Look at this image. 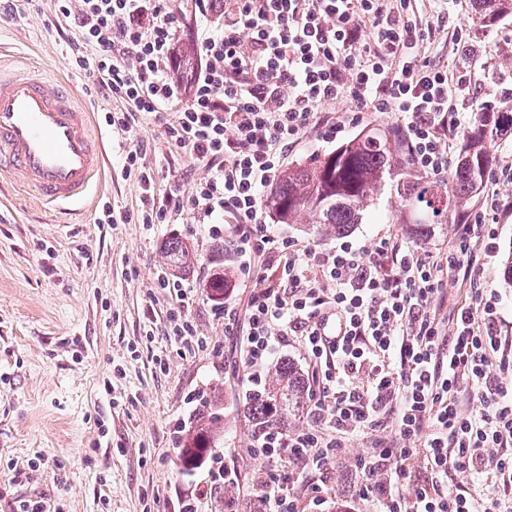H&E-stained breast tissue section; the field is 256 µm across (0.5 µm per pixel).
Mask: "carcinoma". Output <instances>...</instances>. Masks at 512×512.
<instances>
[{"instance_id": "cac0c4a2", "label": "carcinoma", "mask_w": 512, "mask_h": 512, "mask_svg": "<svg viewBox=\"0 0 512 512\" xmlns=\"http://www.w3.org/2000/svg\"><path fill=\"white\" fill-rule=\"evenodd\" d=\"M475 30H485L503 17L512 16V0H471ZM512 132V104L480 112L467 134L455 172L446 181L414 173L394 132L369 130L338 146L329 155L285 172L265 199V206L279 224H306L320 237L343 235L356 224H365L371 207L383 197L395 201L391 223L408 224L416 234L431 224L448 223V215L464 211L491 162L486 144ZM232 244L219 242L212 255L215 271L205 285L206 296L224 298L235 269L224 264ZM165 264L174 272L194 267L197 255L179 238L163 246ZM304 374L290 361L268 369L264 385L246 399L244 412L258 435L270 427L283 428L288 418L307 407ZM218 400L202 409L182 429L180 459L189 472L204 461L221 434Z\"/></svg>"}]
</instances>
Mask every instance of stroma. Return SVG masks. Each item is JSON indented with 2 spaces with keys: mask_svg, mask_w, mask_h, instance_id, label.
<instances>
[{
  "mask_svg": "<svg viewBox=\"0 0 512 512\" xmlns=\"http://www.w3.org/2000/svg\"><path fill=\"white\" fill-rule=\"evenodd\" d=\"M13 20L0 22V49L24 56L49 78L74 86L93 114L95 128L110 142L108 172L91 205L57 213L9 177L0 176V512H16L21 501H40L46 512H180L194 495L198 512H224V502H249L263 466L248 453L251 427L240 411L249 386L238 375L235 337L224 333V314L203 289L213 272L214 238L202 224H160L146 231L134 223L102 224L104 206L115 213L136 211L139 189L123 172L128 146L149 144L147 161L166 155L169 166L156 173L160 195L190 192L203 177L189 154L167 146L157 123H139L122 133L107 126L100 90L71 66L63 40L48 26L52 0H19ZM470 0H448L423 56L440 65L471 64L489 75L498 94L512 91V17L479 37L457 43L454 32L471 20ZM391 113H368L360 128L346 129L324 142L309 131L288 159L310 163L359 131L384 129ZM388 199L375 205L376 219L360 224L348 241L372 245L399 235L412 240L407 225L382 218ZM498 249L485 268L496 289L502 330L512 337V288L503 283V260L512 253V216L495 225ZM179 237L195 246L196 267L185 277L197 295L188 315L209 342L204 346L169 340L175 305L159 288L161 248ZM166 369H159L158 360ZM222 391L224 434L216 456L235 464L237 483L211 481L208 465L184 471L179 459L181 424L203 399ZM368 444L358 439L328 471L315 475L323 505L304 512H362L353 498L355 463Z\"/></svg>",
  "mask_w": 512,
  "mask_h": 512,
  "instance_id": "1",
  "label": "stroma"
}]
</instances>
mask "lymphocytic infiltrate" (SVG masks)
I'll return each instance as SVG.
<instances>
[{"label":"lymphocytic infiltrate","instance_id":"f902f5d3","mask_svg":"<svg viewBox=\"0 0 512 512\" xmlns=\"http://www.w3.org/2000/svg\"><path fill=\"white\" fill-rule=\"evenodd\" d=\"M57 33L74 68L122 102L108 126L126 132L155 119L170 146L187 151L205 177L190 195L158 197L143 144L123 168L140 189L145 228L189 214L211 236L232 232L241 274L271 279L247 298H224V333L237 337L249 382L294 340L312 370L311 424L256 437L264 465L254 487L263 512H300L297 490L350 441L393 427L358 458L356 499L374 512H512V363L502 347L499 298L485 285L495 253L490 215L512 212L499 186L512 161L489 170L482 208L456 227L453 251L434 253L396 237L374 248L345 241L317 249L271 233L262 202L289 151L320 118L336 139L366 113L390 112L414 169L440 176L454 140L486 95L468 66L422 60L434 37L413 0H190L198 62L177 73L181 17L172 0H53ZM466 292L449 300L446 281ZM343 324L339 343L317 331ZM424 475H417V468ZM461 483L448 487L449 473Z\"/></svg>","mask_w":512,"mask_h":512}]
</instances>
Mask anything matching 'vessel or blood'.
Instances as JSON below:
<instances>
[{
    "instance_id": "obj_1",
    "label": "vessel or blood",
    "mask_w": 512,
    "mask_h": 512,
    "mask_svg": "<svg viewBox=\"0 0 512 512\" xmlns=\"http://www.w3.org/2000/svg\"><path fill=\"white\" fill-rule=\"evenodd\" d=\"M106 162L105 143L74 88L0 74V167L44 203L63 206L84 197Z\"/></svg>"
}]
</instances>
